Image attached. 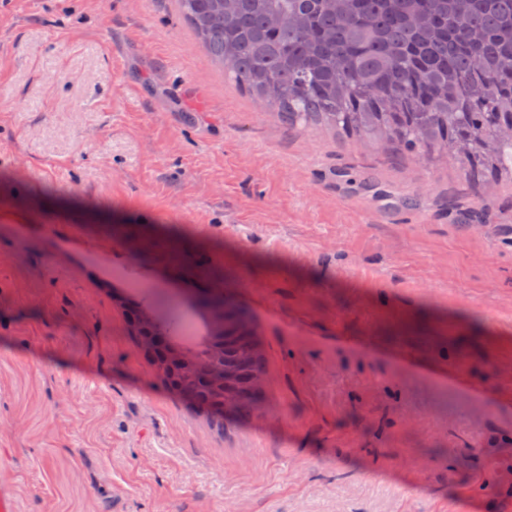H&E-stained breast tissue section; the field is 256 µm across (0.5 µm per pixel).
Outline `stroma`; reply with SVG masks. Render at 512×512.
<instances>
[{
    "label": "stroma",
    "mask_w": 512,
    "mask_h": 512,
    "mask_svg": "<svg viewBox=\"0 0 512 512\" xmlns=\"http://www.w3.org/2000/svg\"><path fill=\"white\" fill-rule=\"evenodd\" d=\"M131 262L185 324L216 284L250 312L261 412L165 386L112 292ZM1 495L512 512V177L281 124L177 0H0Z\"/></svg>",
    "instance_id": "1"
}]
</instances>
